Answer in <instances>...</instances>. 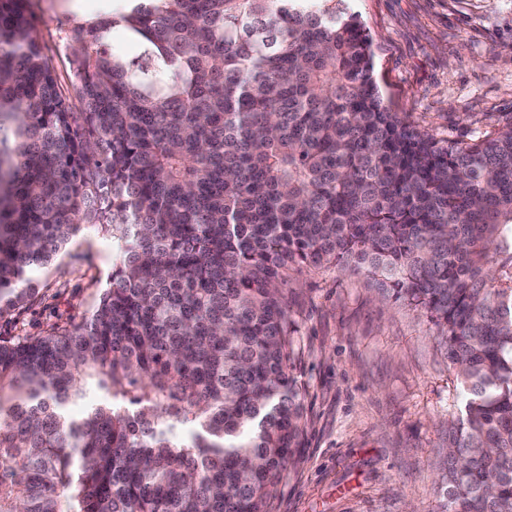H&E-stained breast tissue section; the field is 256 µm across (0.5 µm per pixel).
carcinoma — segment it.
<instances>
[{
    "label": "carcinoma",
    "instance_id": "cac0c4a2",
    "mask_svg": "<svg viewBox=\"0 0 512 512\" xmlns=\"http://www.w3.org/2000/svg\"><path fill=\"white\" fill-rule=\"evenodd\" d=\"M68 40L80 112L0 0V315L83 225L113 250L84 322L0 340V512H272L303 432L284 290L325 267L446 344L441 512L511 509L512 122L412 128L347 0H135Z\"/></svg>",
    "mask_w": 512,
    "mask_h": 512
}]
</instances>
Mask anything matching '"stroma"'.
<instances>
[{
    "label": "stroma",
    "instance_id": "obj_1",
    "mask_svg": "<svg viewBox=\"0 0 512 512\" xmlns=\"http://www.w3.org/2000/svg\"><path fill=\"white\" fill-rule=\"evenodd\" d=\"M372 41L391 111L440 142L512 121V0H350ZM39 40L73 94L71 0H30ZM112 273V240L85 226L37 272L0 339L38 336L91 314ZM293 374L305 407L300 448L273 512H437L455 371L432 323L368 279L333 268L293 274Z\"/></svg>",
    "mask_w": 512,
    "mask_h": 512
}]
</instances>
